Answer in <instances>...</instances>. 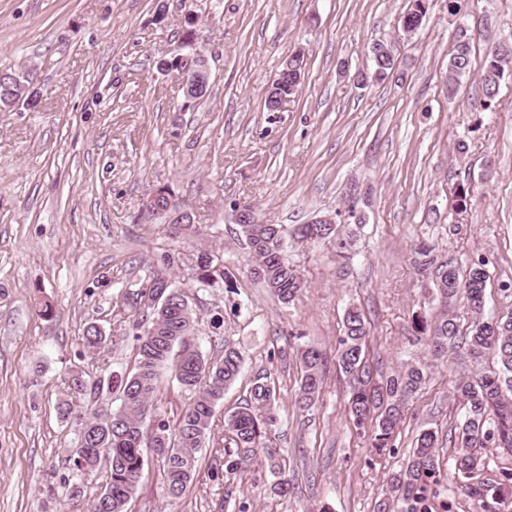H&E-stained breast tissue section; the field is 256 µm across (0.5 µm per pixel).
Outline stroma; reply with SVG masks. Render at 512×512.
Listing matches in <instances>:
<instances>
[{
	"label": "stroma",
	"instance_id": "35a3bbf8",
	"mask_svg": "<svg viewBox=\"0 0 512 512\" xmlns=\"http://www.w3.org/2000/svg\"><path fill=\"white\" fill-rule=\"evenodd\" d=\"M408 0H0V70L29 66L36 109L0 112V512H87L105 475L83 477L70 499L69 457L81 407L70 372L120 386L135 351L126 334L127 292L165 253L196 317L205 356L232 344L244 358L216 407L186 496L169 502L163 471L144 464L128 512H377L389 472L412 454L420 433L437 436L440 465L453 473L466 409L451 382L496 369L494 356L462 348L433 357L412 320L469 318L450 304L434 270L419 272V248L460 267L483 261L486 313L512 310L501 285L512 280V69L496 105L476 106L486 53L512 38V0H429L422 27L403 32ZM198 18L196 48L208 60L209 89L186 101L178 76L159 58L187 53L186 18ZM471 40V70L449 95L448 55L459 28ZM385 43L396 64L381 82L352 76L372 67ZM302 51L305 78L283 111L264 108L282 62ZM465 151H458V144ZM473 199L452 208L457 185ZM169 186L201 226V238L175 239L164 217L141 207ZM359 196L349 216V191ZM284 228L285 257L305 286L282 304L250 273L235 204ZM334 216L353 244L339 257L331 241L301 238L297 225ZM220 249L229 287L202 288L191 261L201 245ZM370 330L367 362L385 377L408 363L429 365L428 380L406 405L390 452L376 455L347 414L349 382L328 363L314 404H295L298 355L315 344L334 355L349 307ZM98 326L101 352L83 345ZM270 374L278 422L269 439L287 462L295 495L269 492L268 468L255 462L231 476L214 456L224 416L243 404L253 379ZM145 423L176 424L190 395L161 369Z\"/></svg>",
	"mask_w": 512,
	"mask_h": 512
}]
</instances>
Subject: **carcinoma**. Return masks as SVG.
<instances>
[{"label":"carcinoma","instance_id":"1","mask_svg":"<svg viewBox=\"0 0 512 512\" xmlns=\"http://www.w3.org/2000/svg\"><path fill=\"white\" fill-rule=\"evenodd\" d=\"M428 11L427 0H409L401 17L405 32L417 30ZM372 74L362 73L361 81L385 79L394 68V59L372 55ZM471 66V45L467 31L461 29L453 53L448 59V96L456 94L461 78ZM512 68V42L498 41L487 52L481 74L483 109L492 108L505 71ZM303 74V60L295 68L279 71L273 87L290 99L298 91ZM27 71H0V109L9 110L17 103L30 108L38 104L37 94L30 90ZM283 228L279 224H242L239 234L247 246L253 263L264 273L262 282L280 302L294 301L304 287L299 273L285 258ZM298 234L303 238L333 239L337 252L347 250V239L336 228L323 224H302ZM423 269L436 266L437 283L446 298L462 300L470 324L461 331L455 318L444 314L429 324L423 318L415 320L417 330L426 335L427 345L436 356L464 340L469 355L475 359L492 354L497 369L476 379L460 377L452 386L455 399L468 406V417L459 428L458 453L454 458L455 474L468 478L483 465L482 450L491 443L496 448L512 449V312L495 318L485 317L488 275L484 263H472L465 271L452 262H438L430 251L420 252ZM198 283L214 288L227 283L224 269L210 261L207 252L197 256ZM164 270L147 269L141 287L129 298L133 311L131 329L135 331L136 364L126 379L121 404L117 409L93 408L77 416L79 442L71 455L77 480L69 487V497L83 494L79 477L84 472L106 469V482L99 496L92 500L88 512H127V504L136 493L145 459L153 454L162 463L164 490L174 501L182 498L195 479L199 448L211 434L214 410L223 399L224 390L238 378L243 363L241 352L224 345V354L216 360L206 358L196 337L192 309L183 301L163 305L169 289L165 288L167 269L173 267L171 257L163 259ZM84 346L93 352L102 348L105 340L94 325L84 332ZM368 330L362 313L356 308L346 310L343 336L336 350V368L349 379V417L357 429L373 427L371 447L381 452L390 447L395 428L402 419L405 404L425 383L428 365L409 364L389 376L381 384L372 383L365 363ZM327 359L315 346L307 347L300 356L299 408L308 407L322 387ZM172 370L179 385L192 394L175 426L159 420L154 429L144 428V419L159 390V369ZM276 389L268 375L255 377L245 404L227 416L222 459L224 472L233 474L244 464L262 459L275 475L270 490L287 497L293 484L286 475L285 460L277 449L263 443L268 427L276 417L273 413ZM449 481L440 468L436 436L431 431L421 433L416 448L406 466L390 474L386 498L379 503V512H431L430 494L442 482ZM458 492L480 502L482 512H509L512 507V472L495 484L457 483Z\"/></svg>","mask_w":512,"mask_h":512}]
</instances>
